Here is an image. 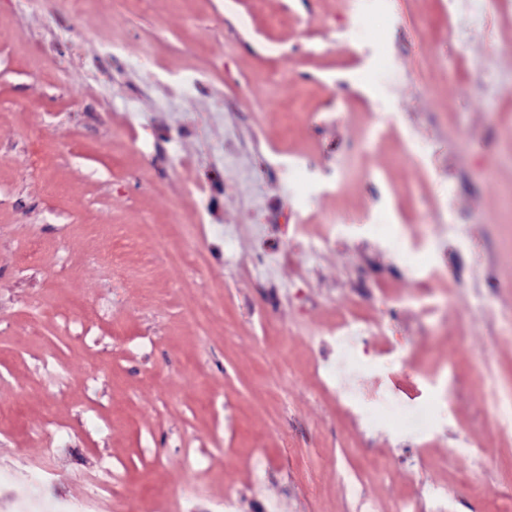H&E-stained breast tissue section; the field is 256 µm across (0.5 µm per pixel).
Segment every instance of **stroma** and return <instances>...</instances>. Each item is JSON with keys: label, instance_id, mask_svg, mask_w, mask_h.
<instances>
[{"label": "stroma", "instance_id": "stroma-1", "mask_svg": "<svg viewBox=\"0 0 512 512\" xmlns=\"http://www.w3.org/2000/svg\"><path fill=\"white\" fill-rule=\"evenodd\" d=\"M510 43L512 0H0V512L84 499L105 462L112 512H224L228 495L359 512L346 469L379 512L436 483L457 512H498L512 438L484 416L512 379ZM229 138L237 168L208 205L231 263L188 195ZM302 155L311 190L288 169ZM296 212L311 240L342 225L335 247L269 285L244 274L257 225ZM418 224L444 334L403 263ZM353 301L410 355L359 384L435 405L426 447L362 435L314 385L310 336ZM449 362L468 390L446 401L424 376ZM463 438L481 464L450 457ZM201 220L203 223H208L210 226L216 228V236L210 244L211 248L221 252L224 244V259L227 262H231L233 255L229 250V245L233 238L232 230L228 226H223V224H215L217 223V216L208 206L203 208Z\"/></svg>", "mask_w": 512, "mask_h": 512}]
</instances>
